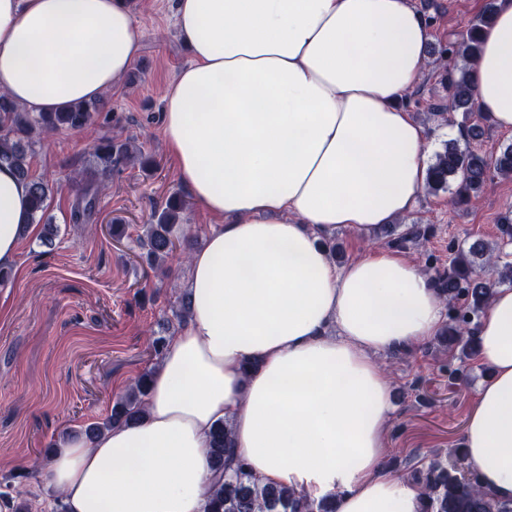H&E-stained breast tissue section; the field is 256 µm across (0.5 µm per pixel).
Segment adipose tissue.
Segmentation results:
<instances>
[{
    "instance_id": "adipose-tissue-1",
    "label": "adipose tissue",
    "mask_w": 512,
    "mask_h": 512,
    "mask_svg": "<svg viewBox=\"0 0 512 512\" xmlns=\"http://www.w3.org/2000/svg\"><path fill=\"white\" fill-rule=\"evenodd\" d=\"M472 71L478 109L512 130V0ZM192 61L164 92L180 182L213 220L189 262L191 309L144 419L72 435L47 462L66 512H204L214 426L267 484L338 512H421L385 464L392 384L379 354L424 342L446 305L421 263L373 251L337 266L340 227L371 235L416 207L430 143L403 101L428 71L414 0H174ZM126 0H0V93L33 112L100 98L138 59ZM29 184L0 164V266L35 232ZM486 371L461 445L480 489L512 502V288L477 330Z\"/></svg>"
}]
</instances>
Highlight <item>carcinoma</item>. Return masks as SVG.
<instances>
[{
  "label": "carcinoma",
  "instance_id": "carcinoma-1",
  "mask_svg": "<svg viewBox=\"0 0 512 512\" xmlns=\"http://www.w3.org/2000/svg\"><path fill=\"white\" fill-rule=\"evenodd\" d=\"M495 15V0H487L483 13L471 26L463 43L448 44L442 57V73L449 82L450 103L434 106V115L445 118L449 112L475 116L469 127L472 133L480 129L485 117L475 111V100L470 82V62L480 50V31L491 24ZM99 112L95 101L70 106L56 112H30L0 93V162L12 165L18 175L30 185L32 216L44 214L51 193L49 184L29 174L28 154L34 141L31 134L39 131L50 135L59 130L81 132L89 127ZM93 156L101 173L107 174L127 166L133 151L126 141L113 138L99 140ZM512 175V144L491 154L462 149L455 140L444 143L443 150L435 153L428 168L427 190L450 191L448 206L460 208L479 193L494 178ZM455 189H450V182ZM98 187L93 181L84 182L77 194V204L71 214L73 223L79 224L95 209ZM185 202L173 194L152 213L149 223L143 225L139 241L151 261L166 262L176 250L173 232L180 221ZM428 229L411 224L406 232L395 234L393 225H383V236L392 247L402 248L408 243H418ZM483 266L489 277L476 274V267ZM435 289L448 308V323L439 334L441 345L451 358L464 363L477 356L475 338L476 322L489 302L493 290L503 284H512V264L499 263L495 250L481 242L468 248H459L448 260V268L438 270L432 277ZM153 371L147 370L136 377L126 393L113 404L110 414L101 422L87 425L81 434L93 440L113 426L139 422ZM211 487L205 503V512H336L333 498L318 501L308 499L293 487L280 484H261L250 473L247 464L237 458L232 447L227 423L216 425L210 448ZM408 480L423 490L422 512H512V504L496 501L479 489L475 477L462 474L448 463V459L432 454L421 465L408 472Z\"/></svg>",
  "mask_w": 512,
  "mask_h": 512
}]
</instances>
